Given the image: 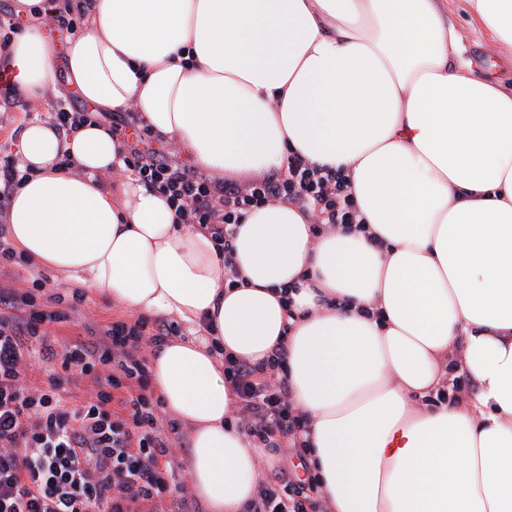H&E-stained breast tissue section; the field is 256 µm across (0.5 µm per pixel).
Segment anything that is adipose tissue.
Here are the masks:
<instances>
[{"label": "adipose tissue", "instance_id": "ef3b65f1", "mask_svg": "<svg viewBox=\"0 0 512 512\" xmlns=\"http://www.w3.org/2000/svg\"><path fill=\"white\" fill-rule=\"evenodd\" d=\"M466 2L512 49V0ZM92 3L64 48L36 23L0 51L30 99L56 92L64 55L87 103L137 113L195 171L259 179L296 153L348 175L367 226L316 234L300 206L250 209L228 288L211 238L126 174L110 127L24 125L7 239L65 283L189 326L149 369L191 429L209 512H242L268 460L232 422L224 358L281 346L330 512H512V90L474 70L440 0ZM452 354L474 392L427 405Z\"/></svg>", "mask_w": 512, "mask_h": 512}]
</instances>
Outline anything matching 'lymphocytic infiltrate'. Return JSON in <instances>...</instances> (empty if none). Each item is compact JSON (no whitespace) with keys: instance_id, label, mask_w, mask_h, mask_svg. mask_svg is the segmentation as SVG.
Listing matches in <instances>:
<instances>
[{"instance_id":"1","label":"lymphocytic infiltrate","mask_w":512,"mask_h":512,"mask_svg":"<svg viewBox=\"0 0 512 512\" xmlns=\"http://www.w3.org/2000/svg\"><path fill=\"white\" fill-rule=\"evenodd\" d=\"M132 131L137 145L125 162L148 186L166 194L182 223L210 236L224 253V284L238 273L231 261L233 224L244 211L272 202L308 210L315 230L365 226L347 176L309 165L291 155L285 171L248 185L216 182L182 164L151 137L135 113L113 122ZM20 178L11 160L0 163V512H200L174 464L187 445L176 423L162 424L161 405L151 385L148 354L176 335L164 319L137 318L102 323L85 320L84 336L56 346L45 324L70 321L85 299L81 289L56 292L38 302L42 282L23 275L29 263L7 240V205ZM287 353L278 348L256 366L231 356L224 374L241 400L237 426L260 447H287L300 461L310 453L309 418L296 409L284 374ZM59 363L48 386L32 378L34 360ZM81 377L92 390L73 404L63 385ZM244 512H329L315 474L274 475L263 480Z\"/></svg>"}]
</instances>
